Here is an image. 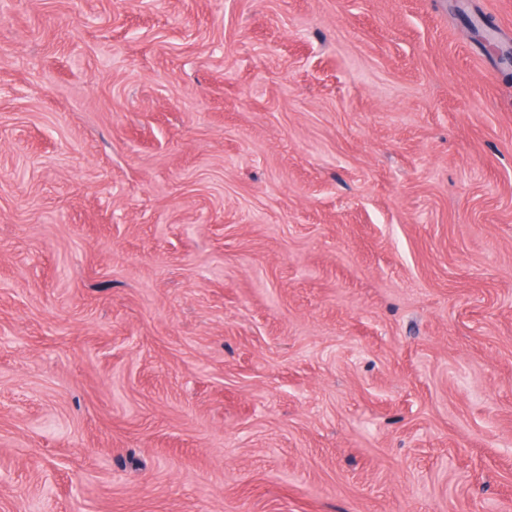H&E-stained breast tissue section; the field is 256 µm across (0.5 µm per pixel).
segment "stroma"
Returning <instances> with one entry per match:
<instances>
[{
	"label": "stroma",
	"mask_w": 512,
	"mask_h": 512,
	"mask_svg": "<svg viewBox=\"0 0 512 512\" xmlns=\"http://www.w3.org/2000/svg\"><path fill=\"white\" fill-rule=\"evenodd\" d=\"M512 0H0V512H512Z\"/></svg>",
	"instance_id": "35a3bbf8"
}]
</instances>
